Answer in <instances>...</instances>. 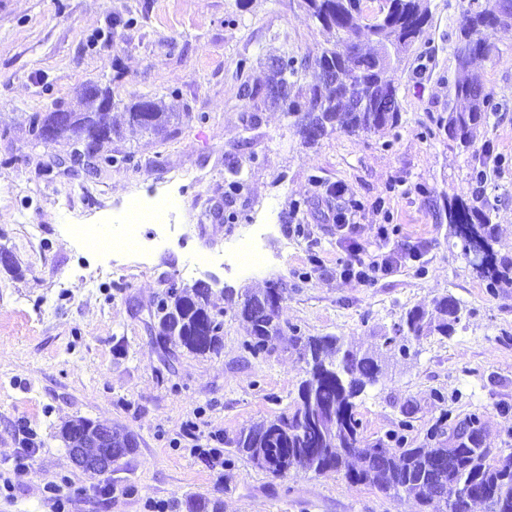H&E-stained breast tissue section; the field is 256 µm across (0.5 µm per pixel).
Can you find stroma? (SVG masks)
<instances>
[{
    "instance_id": "stroma-1",
    "label": "stroma",
    "mask_w": 512,
    "mask_h": 512,
    "mask_svg": "<svg viewBox=\"0 0 512 512\" xmlns=\"http://www.w3.org/2000/svg\"><path fill=\"white\" fill-rule=\"evenodd\" d=\"M467 2L430 0L432 19L394 75L399 128L307 147L280 108H256L241 91L264 80L269 56L300 59L323 44L298 0H0V249L14 261L0 266V475L31 457L29 473L0 494V512H55L43 487L62 476L69 512H186L192 495L220 500L223 512H421L412 498L333 472L277 477L235 453L243 427L293 412L304 377L289 339L257 358L243 348L234 302L272 281L287 286L281 323L364 351L408 309L453 295L466 308L455 334L412 342L357 398L364 435L384 436L407 417L421 444L443 415L478 408L484 446L512 453V288H487L438 213L444 197L466 192L491 208L493 247L512 258V38L481 70L497 110L478 130L477 153L436 126L460 76L455 20ZM87 84L109 89L116 106L153 98L178 117L163 136H113L103 150L115 165L86 173L68 166V143H35L29 117L74 106ZM339 185L343 194L330 195ZM150 197L176 208L180 229L164 248H151V224L140 227L141 255L78 245L74 225L117 226L130 203ZM339 212L353 213L366 251L391 249L376 237L387 221L420 260L370 288L341 279ZM250 224L267 227L260 268L184 274ZM171 279L211 285L224 309L219 353L157 345L152 314ZM76 417L126 427L135 451L90 477L59 434Z\"/></svg>"
}]
</instances>
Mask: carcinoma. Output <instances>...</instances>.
I'll return each instance as SVG.
<instances>
[{"label":"carcinoma","instance_id":"carcinoma-1","mask_svg":"<svg viewBox=\"0 0 512 512\" xmlns=\"http://www.w3.org/2000/svg\"><path fill=\"white\" fill-rule=\"evenodd\" d=\"M301 5L325 37V43L302 65L319 72L337 69L339 83L321 82L301 96L273 93L288 85L298 72L297 59L284 58L271 66L265 85L246 86L253 100L270 102L292 119L305 145H314L333 133L347 136L384 135L401 121L397 87L391 73L400 68L413 51L422 30L431 19L429 0H390L391 9L368 20L357 9V0H301ZM502 0H470L458 18L454 54L461 70L468 72L488 60L499 43L512 35V13L495 30L488 29L485 15L501 11ZM112 96L102 90L81 92L71 109L35 112L30 128L35 139L52 129L65 132L61 139L74 149L95 153L120 125L160 133L176 113L163 101L138 100L124 108L121 118L112 115ZM496 111L493 93L476 76L457 82L448 94V111L437 119L448 138L469 149L475 131ZM453 234L462 242L481 249L485 261L474 266L489 280L487 288L512 284V261L498 257L493 248L490 210L480 208L461 195L444 206ZM286 286L271 282L247 294L237 310L246 323L244 349L253 356L270 352V342L282 335L279 303ZM209 283L193 285L168 281L156 304L154 336L164 350L174 347L190 352L218 353L224 331V312L211 301ZM462 319L460 303L451 295L437 296L430 307H413L398 326L399 337H387L373 352L345 348L335 336H304L292 331L295 346L307 368L298 387V401L290 414L263 419L242 428L231 445L256 468L284 477L296 468L317 475L336 472L352 485H369L388 492H404L427 506L435 497L436 484L448 487V497L439 500L440 512H471L472 504L485 512H512V453L502 455L486 448L480 438L482 418L474 411L466 416L467 429L456 431L448 444L431 432L428 443L408 441L410 421H400L398 430L368 441L356 413L355 400L367 386L383 376L386 361L407 351V343L423 336H451ZM188 512H222L216 499L197 496L187 503Z\"/></svg>","mask_w":512,"mask_h":512}]
</instances>
